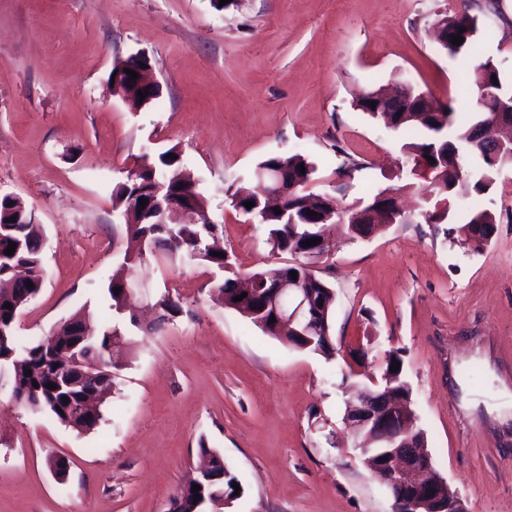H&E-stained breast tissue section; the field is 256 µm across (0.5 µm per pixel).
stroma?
<instances>
[{
  "label": "stroma",
  "instance_id": "obj_1",
  "mask_svg": "<svg viewBox=\"0 0 512 512\" xmlns=\"http://www.w3.org/2000/svg\"><path fill=\"white\" fill-rule=\"evenodd\" d=\"M485 2L241 0L219 12L210 0H0V195L43 225L46 269L15 336L30 343L84 308L129 340L90 432L16 407L0 376V512H167L203 443L243 488L229 512H392L344 417L350 388L380 378L393 351L435 468L468 512H512V165L481 197L497 216L481 250L421 219L366 240L330 232L315 266L336 296L329 357L225 308L214 294L224 273L202 262L148 256L132 268L181 307L150 331L107 293L137 252L113 191L143 155L172 147L243 273L291 261L230 204L273 155H305L310 191L341 205L396 188L408 207L462 222L465 201L419 197L408 134L352 103L407 82L450 102L458 122L474 117L472 64L433 46L444 12L477 17L479 54L512 89V0L492 13ZM139 52L161 95L135 110L108 76ZM51 456L69 460L65 482Z\"/></svg>",
  "mask_w": 512,
  "mask_h": 512
}]
</instances>
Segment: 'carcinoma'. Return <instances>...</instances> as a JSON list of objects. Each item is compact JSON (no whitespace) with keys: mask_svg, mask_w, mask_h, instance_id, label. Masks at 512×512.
I'll list each match as a JSON object with an SVG mask.
<instances>
[{"mask_svg":"<svg viewBox=\"0 0 512 512\" xmlns=\"http://www.w3.org/2000/svg\"><path fill=\"white\" fill-rule=\"evenodd\" d=\"M447 21L448 35L461 34L464 41L455 45L448 43L444 50L452 58L462 51L469 50L470 55H477L475 38L478 28L472 26L476 18L470 16H444ZM116 73L115 80L123 87L125 98L132 106L139 108L138 88L135 82L129 79L125 70L113 67ZM448 111V132L440 131L438 124L441 120L428 112H396L392 116L391 127L395 130H408L418 132V136L411 142L404 144L407 158L418 162L420 158L432 157L435 163L431 165V181L427 191L433 192L446 199L462 198L474 199L485 194L491 184L488 180L494 178L497 170L505 165L512 164V122L499 127L497 136L501 141L500 153L492 158L488 155L481 142L474 139L471 134L473 124L459 126L456 124L454 110L451 105L445 106ZM467 148L476 158L479 165V177L473 178L465 173L461 163V155L457 151ZM173 154L177 159L168 158ZM180 153L171 148L159 153L154 158L143 155V162L127 171L126 181L116 188V199L124 206L125 224L133 236L145 240L146 251L151 256H160L170 260H184L188 262H205L219 269L224 268L225 258L213 255V252L200 254L195 251L196 240H205L214 235V231H223L219 224H157L149 212L138 207V200L148 198L157 186H162V194L184 195L189 194L198 209H203V197L196 189V183L188 175L178 159ZM258 167L279 173L287 171L289 177L300 178V185L288 199V212L277 214L273 211L259 216L260 223L268 227L273 248L287 253L293 258V263L268 269L254 270L247 273L254 287L263 290L264 285L272 280L297 272L299 277L318 279L313 272L312 265L322 258L321 250L306 246L303 241L310 238L313 232L312 223L316 222L328 211L329 204L335 197L328 194H314L307 191V185L315 172L314 165L305 155L295 153L291 155L270 156L258 163ZM256 203L250 210L245 202ZM263 201L261 188L243 193L236 191L231 195L230 204L236 210L250 214L261 209L259 202ZM369 203V200L360 198L349 207L339 209L334 221L344 223L346 234H351L355 225L351 216L360 212ZM314 211L316 215L310 216L308 212ZM29 210L17 197L4 195L0 197V324L6 326L7 335H0V363L8 366L12 384L14 401L24 409L47 413L60 424L79 432L94 430L102 420V414L97 412L81 413L73 406L87 396L97 395L106 399L114 386L110 349L121 348L127 344V339L118 337V329L104 327L92 329L91 337L83 339L77 336H59L53 331L45 338L20 346L14 336V326L22 309L31 302L40 292L45 281V268L43 264L42 234L40 225L30 223ZM15 221H10V218ZM496 222L495 214L481 206L469 208L466 222L448 229L449 233L463 235L474 224L492 225ZM16 243L12 255L5 254L9 242ZM127 281L126 268H120L112 274L107 291L112 300V308L119 309L123 294L115 293L114 288L123 286ZM34 288H28V284ZM221 297L227 301V308L240 314L250 309L256 299L246 296L240 301L233 298L242 294L237 288L236 278L228 276L217 285ZM11 308H5L6 303ZM157 305L156 321L162 323L180 313L179 304L170 296L163 294L155 301ZM261 330L288 346L298 349L304 341L298 337L284 333L274 323L265 324ZM403 362L402 357L392 353L385 359L382 376L386 381L398 388L407 386L402 379V371H390L392 361ZM32 375H27L26 371ZM38 386H33V383ZM52 383L56 389L50 390L46 385ZM69 401H64V398ZM202 454L211 456L215 470L223 475V479L213 483L203 482L198 492H190L183 497L180 512H193L196 502L194 495L200 494L201 499L208 503L220 501L226 497L236 501L242 497L243 491H234L232 484L238 482L224 455L215 448L206 447L200 443Z\"/></svg>","mask_w":512,"mask_h":512,"instance_id":"1","label":"carcinoma"}]
</instances>
